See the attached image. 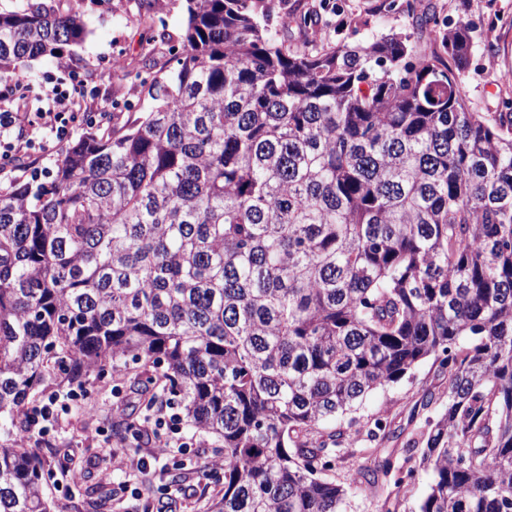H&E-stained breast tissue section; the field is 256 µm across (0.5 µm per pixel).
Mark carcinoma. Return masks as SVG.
Returning a JSON list of instances; mask_svg holds the SVG:
<instances>
[{
	"mask_svg": "<svg viewBox=\"0 0 512 512\" xmlns=\"http://www.w3.org/2000/svg\"><path fill=\"white\" fill-rule=\"evenodd\" d=\"M149 112L0 191V512H59L22 417L49 366L83 386L146 366L222 442L214 512H341L323 477L369 393L424 359L446 384L404 444L418 512H512V112H474L468 23L291 51L265 0H186ZM82 20L0 13V81L64 57Z\"/></svg>",
	"mask_w": 512,
	"mask_h": 512,
	"instance_id": "carcinoma-1",
	"label": "carcinoma"
}]
</instances>
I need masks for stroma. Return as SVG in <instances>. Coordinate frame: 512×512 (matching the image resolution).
Returning a JSON list of instances; mask_svg holds the SVG:
<instances>
[{
	"mask_svg": "<svg viewBox=\"0 0 512 512\" xmlns=\"http://www.w3.org/2000/svg\"><path fill=\"white\" fill-rule=\"evenodd\" d=\"M44 2L60 12L78 15L86 37L68 47L63 60L40 58L19 64L18 73L25 76L27 84L21 111H36L45 91L67 81L73 71L86 80L93 107L117 104L111 119L114 127L150 111L154 105L149 93L151 82L166 81L182 51L185 0H112L108 8L101 0ZM419 4L436 16L437 26L417 28L391 0H269L268 25L291 49L301 51L363 45L391 32L409 35L415 46L433 45L440 30L461 20L469 22L474 47L471 65L463 77L466 94L478 111H503L502 100L512 92L502 81L504 73L512 72V0H470L466 11L460 9L459 0H419ZM303 14L311 18L305 27L298 21ZM115 58L122 62V73L103 78V70ZM60 155L57 149L49 153L21 150L18 172H0V188L9 187L16 175L44 180ZM142 371L141 364L132 363L121 373L109 368L93 373L86 397L71 402L69 411L60 414L56 433L42 454L44 492L63 512H145L146 505L174 489L179 490L191 512H212L213 501L221 496L222 482L203 479L197 470L155 463L148 474L131 476L101 449V439L108 437L130 453L149 455L152 431H141L135 439L122 429L127 417L142 421L150 406L161 405L167 398L159 387L138 394L134 380ZM442 382L431 360H424L398 383L370 393L357 416L364 422L385 416L405 433L417 432L425 417L420 407L422 395ZM387 458L402 463L401 442L358 444L328 477L342 482L351 470H370ZM427 483V474L418 473L413 488L396 500L386 499L368 484L355 485L343 512H384L388 507L393 512H416ZM137 486L142 488V495H134Z\"/></svg>",
	"mask_w": 512,
	"mask_h": 512,
	"instance_id": "35a3bbf8",
	"label": "stroma"
}]
</instances>
